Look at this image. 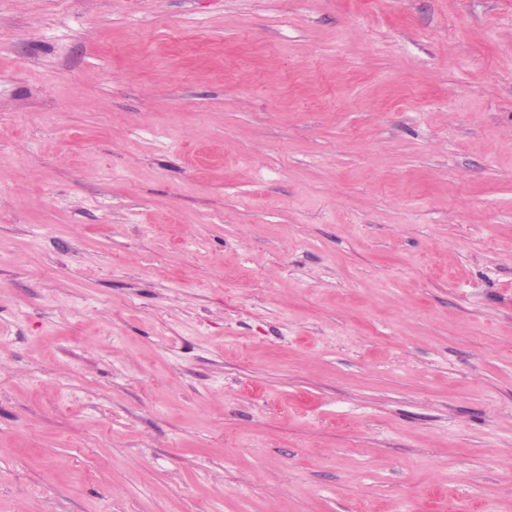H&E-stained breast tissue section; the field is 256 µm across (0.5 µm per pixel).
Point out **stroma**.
<instances>
[{
    "mask_svg": "<svg viewBox=\"0 0 512 512\" xmlns=\"http://www.w3.org/2000/svg\"><path fill=\"white\" fill-rule=\"evenodd\" d=\"M0 512H512V0H0Z\"/></svg>",
    "mask_w": 512,
    "mask_h": 512,
    "instance_id": "1",
    "label": "stroma"
}]
</instances>
